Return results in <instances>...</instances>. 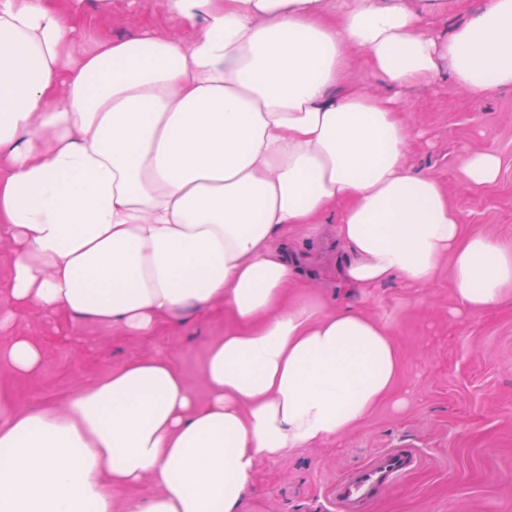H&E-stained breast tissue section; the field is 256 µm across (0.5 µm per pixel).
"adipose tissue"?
I'll return each instance as SVG.
<instances>
[{
	"label": "adipose tissue",
	"instance_id": "1",
	"mask_svg": "<svg viewBox=\"0 0 512 512\" xmlns=\"http://www.w3.org/2000/svg\"><path fill=\"white\" fill-rule=\"evenodd\" d=\"M83 2L0 0V367L39 369L41 346L12 332L33 310L134 336L218 304L232 323L204 401L159 356L59 405L0 392V512H238L259 459L356 428L401 373L387 326L292 295L289 231L334 220L351 288H425L446 260L459 309L512 303V249L413 170L399 104L444 76L512 88V0L446 37L447 0H157L190 40L144 30L74 59ZM355 69L385 93L346 87ZM460 170L482 189L501 159L474 150ZM144 481L151 494L114 502Z\"/></svg>",
	"mask_w": 512,
	"mask_h": 512
}]
</instances>
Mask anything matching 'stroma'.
I'll return each mask as SVG.
<instances>
[{
    "label": "stroma",
    "instance_id": "obj_1",
    "mask_svg": "<svg viewBox=\"0 0 512 512\" xmlns=\"http://www.w3.org/2000/svg\"><path fill=\"white\" fill-rule=\"evenodd\" d=\"M78 31L101 39L144 27L191 39L194 31L157 8L155 0H123L114 14L86 0ZM403 116L421 135L410 143L415 169L434 174L447 188L469 230L512 245V89L482 97L449 78L403 96ZM494 149L502 174L490 187L462 188L458 159ZM299 256L304 293L328 307L351 306L387 325L399 347L402 369L393 399L341 437L297 448L257 465L253 491L240 512H339L336 481L376 454L407 449L417 465L370 512H512V305L455 315L457 303L440 267L434 282L418 288L393 279L368 289H348L335 267L345 249L330 224H312L284 240ZM230 318L223 306L182 314L176 328L149 337L78 317L34 311L21 314L16 334L43 349L37 372L16 377L0 369V390L18 406L39 408L145 355L172 360L204 400V361Z\"/></svg>",
    "mask_w": 512,
    "mask_h": 512
}]
</instances>
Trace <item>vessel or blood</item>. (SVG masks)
<instances>
[{"instance_id":"obj_1","label":"vessel or blood","mask_w":512,"mask_h":512,"mask_svg":"<svg viewBox=\"0 0 512 512\" xmlns=\"http://www.w3.org/2000/svg\"><path fill=\"white\" fill-rule=\"evenodd\" d=\"M416 462L413 454L389 451L377 457L348 481L336 485V500L342 512H366L369 505L379 500Z\"/></svg>"}]
</instances>
